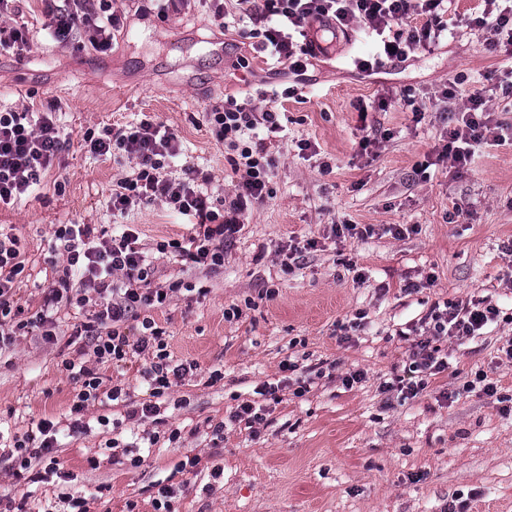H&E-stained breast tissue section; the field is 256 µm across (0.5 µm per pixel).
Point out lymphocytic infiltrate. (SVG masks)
<instances>
[{
    "label": "lymphocytic infiltrate",
    "mask_w": 512,
    "mask_h": 512,
    "mask_svg": "<svg viewBox=\"0 0 512 512\" xmlns=\"http://www.w3.org/2000/svg\"><path fill=\"white\" fill-rule=\"evenodd\" d=\"M238 20L251 23L254 49L270 54L294 74H303L317 51L305 41L306 26L318 22L346 31L363 26L375 37V51L359 59L356 67L372 72L384 62L404 61L410 52L439 40L449 33L444 20L448 0H235ZM423 17L413 26L412 17ZM122 20L112 11V0H61L48 6L44 31L58 43L77 42L98 52L111 49L113 33ZM474 27L488 31L487 47L512 56V0H481ZM489 89L472 94L468 105L448 130V140L438 154L462 169L470 165L477 146L499 143L500 125L488 104ZM205 121L218 142L223 143L236 183L232 193L214 198L207 186L209 177L192 164L173 170L172 162L181 152L176 134L153 119L136 124L104 126L82 138L83 148L94 157H126L134 160L132 176L112 186L114 213L126 215L142 204L160 201L167 209L188 221L191 232L169 246L180 260L206 266L215 272L224 265V248L232 243L246 215L268 199L269 171L275 164L272 134L282 132V115L274 108L258 109L229 98L223 107L212 109ZM55 116L30 108L0 109V208L11 207L32 195L54 160L66 150ZM51 256L63 259L57 277L45 288L42 303L29 311L17 298L16 281L25 269L19 238L0 229V354L10 350L15 336L32 328L54 341L60 309L70 304L88 308L89 313L74 327L73 338L91 339L98 363H120L151 355L142 377L149 397L127 404L128 418L158 415V400L172 383L187 375L191 367L174 363L167 350L163 328L148 317V310L163 306L180 281L161 287L154 281V267L139 243L137 228L106 236L93 224L58 225L50 243ZM500 308L484 297L461 302H437L417 324L403 331L411 342V363L407 375L381 383V392L397 391L417 397L427 391L432 378L448 369V357L438 341L442 338H472L499 322ZM140 321L137 337L126 334L128 320ZM67 371L81 384L73 401L70 428H87L90 402L107 398L117 401L121 388L102 390L94 369L81 363H67ZM278 384L256 387V401L239 405L231 422L256 432L267 425V401L277 400ZM57 444L52 421H40L36 428L13 436L16 452L13 476L24 480L32 461L51 458Z\"/></svg>",
    "instance_id": "lymphocytic-infiltrate-1"
}]
</instances>
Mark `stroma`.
<instances>
[{
    "label": "stroma",
    "instance_id": "stroma-1",
    "mask_svg": "<svg viewBox=\"0 0 512 512\" xmlns=\"http://www.w3.org/2000/svg\"><path fill=\"white\" fill-rule=\"evenodd\" d=\"M112 10L122 25L111 51L37 38L24 58L0 55V106L56 111L70 138L51 178L0 209V225L20 239L19 295L33 310L55 276L49 245L57 225L97 224L118 234L124 223L136 224L156 282L185 285L152 315L171 358L195 369L167 391L158 419L130 420L123 404L95 402L87 411L91 427L72 433L69 410L81 385L65 362L93 366L103 389L118 385L139 400L149 361L96 363L90 342H67L81 308H62L56 343L34 329L0 354V497L21 512H155L159 487L169 485L178 512H442L448 504L512 512V413L467 385L483 371L512 398V360L500 354L512 323L473 339H440L450 365L430 392L407 398L380 390L409 363L398 330L435 301L486 296L512 315V255L502 251L512 240V88L497 84L512 58L488 51L470 27L480 0H454L447 19L456 37L405 61L371 73L356 69L373 39L355 26L300 76L255 53L249 25L221 31L201 0L165 20L152 0H112ZM242 57L248 66L239 65ZM480 82L497 87L489 108L506 141L477 147L471 165L457 170L437 154L449 117L465 109ZM288 87L293 95L276 103L288 123L270 176L273 196L247 215L215 273L157 253V243L187 232L161 202L127 219L114 216L112 185L133 174V161L97 159L79 147L86 131L149 116L179 136L181 161L198 165L213 190L228 193L232 172L205 112L228 96L262 108L265 95ZM384 97L390 105L382 111ZM360 103L366 116L356 110ZM365 137L371 144L364 150ZM302 140L315 155L299 152ZM325 162L330 171L322 170ZM336 224L368 233L340 239ZM394 224L407 226L403 238L391 234ZM310 240L315 248H307ZM291 241L304 250L290 260L281 248ZM409 283L414 291L404 292ZM232 305L243 315L225 320ZM359 313L363 329L339 342L337 323ZM289 357L322 364V377L303 397L280 391L257 435L229 423L257 385L279 378ZM357 368L365 381L345 389L342 377ZM215 371L220 380H211ZM43 419L57 422L54 456L73 479L44 478V464L36 463L31 471L42 481L16 482L7 442ZM218 423L224 441L217 446ZM174 429L180 437L172 443Z\"/></svg>",
    "mask_w": 512,
    "mask_h": 512
}]
</instances>
